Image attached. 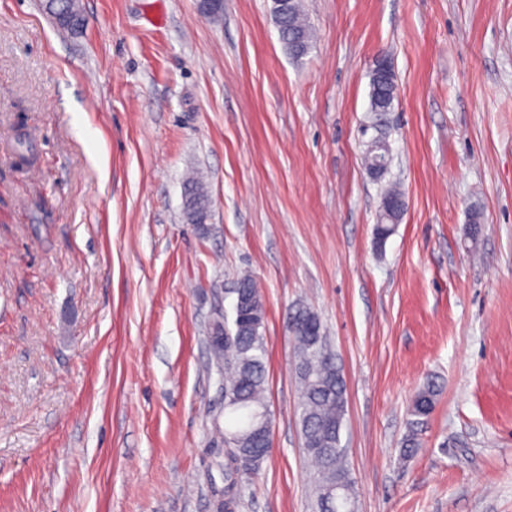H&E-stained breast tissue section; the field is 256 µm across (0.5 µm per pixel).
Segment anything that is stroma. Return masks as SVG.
<instances>
[{"instance_id":"35a3bbf8","label":"stroma","mask_w":512,"mask_h":512,"mask_svg":"<svg viewBox=\"0 0 512 512\" xmlns=\"http://www.w3.org/2000/svg\"><path fill=\"white\" fill-rule=\"evenodd\" d=\"M303 4L316 42L297 61L271 0H224L216 24L198 0H80L78 39L41 0H0V512H213L208 327L244 270L266 301L272 449L237 512H309L298 304L347 381L356 512H512V0ZM381 56L407 209L380 247L362 154ZM192 171L202 227L182 215ZM211 200L204 183L193 176L187 177L184 186V217L189 224H206ZM438 395L437 385L433 380L427 381L416 393L411 408V415L419 423L421 418L428 417L434 410L436 397Z\"/></svg>"}]
</instances>
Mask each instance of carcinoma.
<instances>
[{"label":"carcinoma","instance_id":"1","mask_svg":"<svg viewBox=\"0 0 512 512\" xmlns=\"http://www.w3.org/2000/svg\"><path fill=\"white\" fill-rule=\"evenodd\" d=\"M44 10L56 16L58 31L71 37L83 36L85 27L78 0H44ZM279 39L291 58L300 60L313 47L312 29L307 22L301 0L291 6L272 5ZM396 76L388 74L384 82L371 78L369 112L373 125L379 127L383 114L393 111L397 96ZM388 154L385 139H374L366 150L368 170L375 169L378 156ZM211 200L204 183L193 176L184 186V217L189 224L206 223ZM406 205L403 194L387 189L382 198L377 245L381 246L401 221ZM235 301L232 319L218 318L212 328L224 343L212 347L211 353L224 374V512H235L243 481L255 474L267 458L271 428H263L270 420L266 403L268 371L265 336L266 319L263 294L255 277L244 273L233 289ZM288 332L292 337L295 369L302 385L299 402V424L306 455L317 470L314 512H352L353 478L347 462L346 448L341 445V432L347 411V387L337 355L320 316L306 305L295 307L288 315ZM438 388L427 381L416 393L411 415L416 419L434 410Z\"/></svg>","mask_w":512,"mask_h":512}]
</instances>
